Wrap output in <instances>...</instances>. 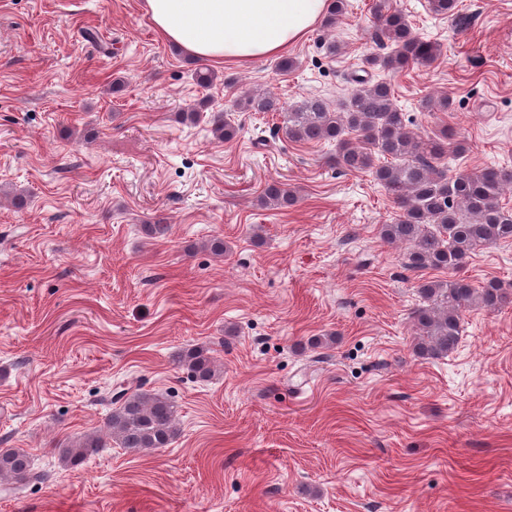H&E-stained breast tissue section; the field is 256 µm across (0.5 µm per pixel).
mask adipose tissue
<instances>
[{
	"label": "adipose tissue",
	"instance_id": "obj_1",
	"mask_svg": "<svg viewBox=\"0 0 512 512\" xmlns=\"http://www.w3.org/2000/svg\"><path fill=\"white\" fill-rule=\"evenodd\" d=\"M331 7L332 0H145L165 41L194 59L237 66L281 55Z\"/></svg>",
	"mask_w": 512,
	"mask_h": 512
}]
</instances>
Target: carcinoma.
<instances>
[{"mask_svg":"<svg viewBox=\"0 0 512 512\" xmlns=\"http://www.w3.org/2000/svg\"><path fill=\"white\" fill-rule=\"evenodd\" d=\"M347 0H333L326 26L334 28L346 17ZM377 21L375 40L389 51L366 58L369 69L396 70L410 64L429 68L441 56V45L414 35L389 0H374ZM243 112H279L277 99L249 94L237 102ZM217 139L231 141L236 127L224 114L211 120ZM410 120L395 102L385 82L360 80L339 112L319 98H304L286 112L280 130L293 142L328 141L336 146V166L349 171H368L393 196L399 218L380 227L389 244L407 246L405 266L412 272L427 269L448 274L446 279L422 280V303L413 312L417 328L415 352L426 358L448 355L461 335L463 310L478 304L489 310L512 303V290L496 281L475 287L457 273L471 256L488 246L512 240V209L502 204L512 187V170L485 168L448 174L439 161L448 152V133L422 136L409 128ZM265 206L278 209L294 203V195L278 181L267 183ZM177 364L202 382L216 373L214 358L204 347L180 352ZM112 413L102 431L81 436L60 449L67 467L82 465L100 449L115 443L130 452L166 448L178 433L174 402L121 384L111 395ZM44 480L20 449L0 452V485L19 494L27 485Z\"/></svg>","mask_w":512,"mask_h":512,"instance_id":"cac0c4a2","label":"carcinoma"}]
</instances>
